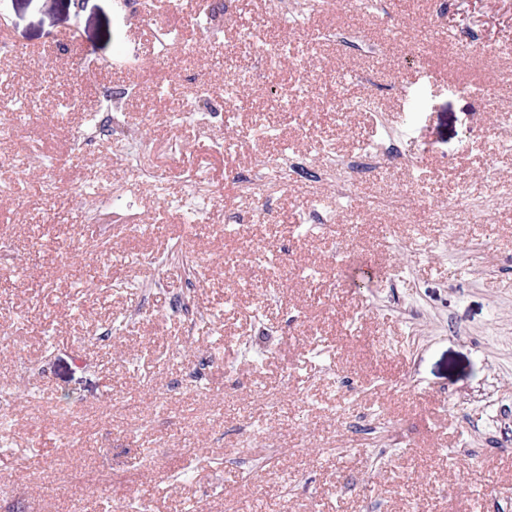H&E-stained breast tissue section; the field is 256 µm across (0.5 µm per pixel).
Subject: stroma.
Listing matches in <instances>:
<instances>
[{"mask_svg": "<svg viewBox=\"0 0 512 512\" xmlns=\"http://www.w3.org/2000/svg\"><path fill=\"white\" fill-rule=\"evenodd\" d=\"M450 8L443 20L434 0L336 7L288 29L267 0H233L222 41L203 44L197 58L161 62L153 28L123 20L114 0H8L9 37L22 53L0 57V104L24 101L29 114L0 151L63 150L98 97L81 81L84 67L106 60L103 84L138 86L127 118L158 145L150 161L168 195L127 173L119 143L106 138L65 168L63 182L83 180L90 192L124 182L140 229L115 225L92 245L70 198L23 204L0 192V233L14 244L0 270V385L25 361L51 356L29 397L0 405L11 424L0 512H106L108 502L134 498L145 512H512V199L486 220L428 216L459 188L485 194L512 183L498 116L471 90L512 69V0H450ZM256 25L291 51L270 80L245 86L249 107L235 125L216 124L213 139L227 145L219 156L178 124L186 76L203 70L219 83L245 71L257 48L243 35ZM326 26L380 48L319 41ZM467 32L494 55V70L455 54L454 37ZM59 41L72 44L71 56L56 55ZM120 46L148 74L114 65ZM419 58L460 91L401 100L393 89L414 80ZM302 72L327 95L379 97L382 116L348 112L298 128L291 113L312 106L293 92ZM72 96L78 111L57 122L58 101ZM388 129L402 134L416 170L400 156L383 161L348 206L299 176L272 194L264 221L225 238L226 211L257 206L235 178L263 155L295 153L314 169L321 146L351 157ZM173 137L186 149L171 162L164 148ZM199 164L222 191L206 225L185 223L175 203ZM401 184L415 203L410 218L366 209ZM314 201L332 232L301 224ZM177 242L209 267L195 298L212 317L191 341L165 316L184 271L162 276L136 260ZM264 252L281 254L280 269L258 262ZM138 307L139 323L101 341L116 313ZM200 349L211 354V380L199 391L180 381ZM227 457L246 464L224 466ZM104 465L117 476L104 492L67 478Z\"/></svg>", "mask_w": 512, "mask_h": 512, "instance_id": "stroma-1", "label": "stroma"}]
</instances>
